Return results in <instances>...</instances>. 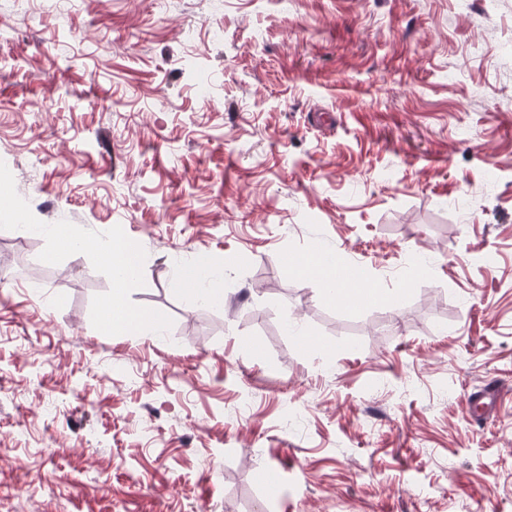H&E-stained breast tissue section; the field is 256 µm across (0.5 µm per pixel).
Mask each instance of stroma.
I'll return each mask as SVG.
<instances>
[{"label":"stroma","instance_id":"35a3bbf8","mask_svg":"<svg viewBox=\"0 0 512 512\" xmlns=\"http://www.w3.org/2000/svg\"><path fill=\"white\" fill-rule=\"evenodd\" d=\"M0 162V512H512V0H0ZM106 253L112 267L114 285L116 288H120L124 280L130 276L127 269L135 267L139 263L138 251L127 245L121 251L111 247ZM300 268L317 274L321 277V283L324 288L325 295L331 300L339 302L338 296H342L347 290L354 289L353 291L356 292L362 290L361 288H345V283L341 282L338 279H330L325 274V270L322 268L321 264L317 261L315 256L308 257L301 261ZM312 269V270H308ZM143 322L144 318L142 316L123 309L118 296L113 295L104 318L105 325L113 328L135 329L141 326ZM499 397L500 392L497 388L485 386L468 396L467 405L473 415L489 416L495 411Z\"/></svg>","mask_w":512,"mask_h":512}]
</instances>
